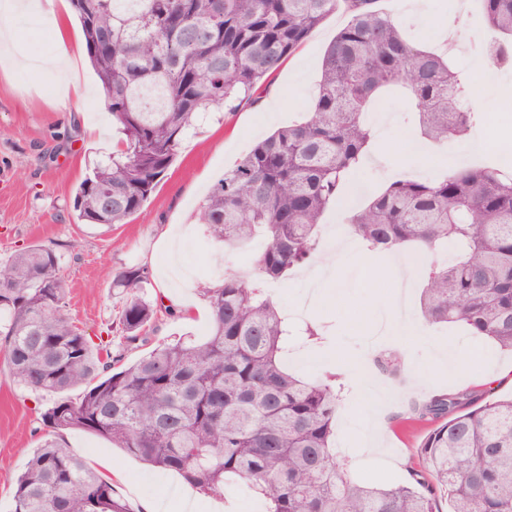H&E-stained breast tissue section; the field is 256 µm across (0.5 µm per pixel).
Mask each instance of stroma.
<instances>
[{
	"label": "stroma",
	"instance_id": "stroma-1",
	"mask_svg": "<svg viewBox=\"0 0 512 512\" xmlns=\"http://www.w3.org/2000/svg\"><path fill=\"white\" fill-rule=\"evenodd\" d=\"M410 12L404 0H379L378 6L411 23L422 46L436 47L448 25L443 0H418ZM56 17L66 22L65 36H58L55 18L22 15L8 23L27 50H39L45 60L38 70L0 65V264L22 248L36 243L55 244L61 254V275L67 287V313L92 338L115 336L121 298L112 286L115 272L129 267L145 268L146 296L162 305H184V315L171 318L159 314L147 330L150 344L179 336L205 337L209 330L206 286L219 284L225 269L247 270L251 253L225 250L208 238L195 215L216 179L246 154L255 143L276 129L301 119L316 93L318 68L323 51L337 29L347 22L343 12L331 14L309 40L288 59L271 80L280 90L273 109L263 99L235 112L205 114L195 131L183 140L174 163L143 208L124 224H85L77 220L73 198L79 184L94 165L107 159L105 134L112 131V116L101 108L102 88L89 64L81 27L68 0H57ZM75 55L79 82L87 94L65 100L61 89L70 80L54 64L60 52ZM474 106L482 120L472 134L438 146L408 120L400 101L383 103L369 119L376 138L369 156L381 160L378 168L362 164L347 182L354 195H341L325 212L320 247L326 257L336 259V278L344 285V299L335 290L304 310L303 318L325 325L322 339L305 345V353L325 354L322 366H307L300 358L290 369L305 376L343 373L348 380L336 418V444L359 450L373 435L383 437V457L360 458L352 464L353 476L373 487L399 482L407 468L423 469L419 448L434 429L431 421L408 417L412 401L442 393L512 395V354L496 352L494 360L483 354L484 338L469 335L454 324H428L421 312L423 280L420 267L408 266V251L390 259L374 255L355 264L338 262L342 238L333 229L342 216L364 203L387 182L384 168L397 175L432 177L447 173L449 166L462 169L476 163L471 153L474 140L492 149L512 142V112L499 109L498 91L512 85V70L491 75L473 74ZM99 125L103 136L88 134L87 125ZM177 230L180 268L175 277L162 281L157 270L168 262L159 243L163 229ZM411 283L409 315L413 328L401 336H385L381 349L396 348L407 356L403 381L383 375L374 361L365 359V340L375 329L374 306L393 302V284L399 272ZM462 350L460 370L451 373L435 365L436 347ZM385 394L382 411L372 404ZM47 400L36 399L14 382L0 358V512H10L14 486L32 448L41 443L46 429L41 413ZM62 443L92 467H104L107 478L132 512H141L142 500L155 502L157 512H183L178 482L163 479L162 470L113 448L110 441L79 430H67Z\"/></svg>",
	"mask_w": 512,
	"mask_h": 512
}]
</instances>
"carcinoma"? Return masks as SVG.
<instances>
[{"mask_svg": "<svg viewBox=\"0 0 512 512\" xmlns=\"http://www.w3.org/2000/svg\"><path fill=\"white\" fill-rule=\"evenodd\" d=\"M70 0L104 109L120 136L112 157L76 190L87 224H124L139 212L204 112L236 111L269 83L326 18L346 24L326 47L318 93L301 123L259 141L217 179L200 212L231 248L263 240L257 278L224 273L203 288L210 329L160 343L130 363L94 343L66 313L60 255L33 244L0 265V344L10 377L56 395L47 434L16 480L11 512H130L112 483L59 442L69 429L112 441L146 464L179 473L205 495L231 480L269 500L268 512H512V396L483 403L439 394L409 407L440 424L423 441L425 471L386 489L356 482L332 453L345 382L304 379L285 352L317 330L286 320L263 284L320 258L322 216L375 139L366 112L397 94L437 144L477 120L463 69L423 50L378 0ZM482 54L512 64V0H481ZM350 233L384 256L415 245L427 257L425 318L461 324L512 351V174L474 166L391 182L348 219ZM453 248L442 264L432 258ZM141 267L115 274L123 345L148 342L157 308L141 295ZM399 377L403 354L377 355ZM82 389L73 401L63 393Z\"/></svg>", "mask_w": 512, "mask_h": 512, "instance_id": "1", "label": "carcinoma"}]
</instances>
